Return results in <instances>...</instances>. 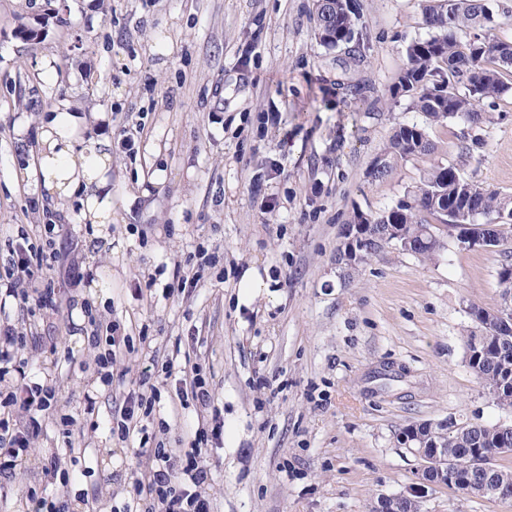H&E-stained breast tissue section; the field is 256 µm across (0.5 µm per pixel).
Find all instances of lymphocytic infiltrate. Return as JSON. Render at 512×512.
Wrapping results in <instances>:
<instances>
[{"label":"lymphocytic infiltrate","mask_w":512,"mask_h":512,"mask_svg":"<svg viewBox=\"0 0 512 512\" xmlns=\"http://www.w3.org/2000/svg\"><path fill=\"white\" fill-rule=\"evenodd\" d=\"M217 263L207 247H198L184 262L174 265L165 285L167 294L191 298L200 269ZM58 275L79 283L88 271L67 225L51 220L37 225L34 233L24 232L10 240L8 255L0 260V296L13 299L17 309L31 316L56 313L63 303L54 283ZM83 312L87 323L80 332L94 351L92 364L101 384L111 388L116 356L122 345L128 344L129 335L119 321L96 315L91 304H84ZM41 347L37 333L0 317V477L29 462L33 444L46 430L47 415L58 398L54 376L63 366L76 363L73 350L50 346L41 362L42 381H31L28 353ZM156 367L152 360L142 368L112 419V433L137 461L123 512H212L205 492L212 473L202 450L222 439L224 425L217 419L202 425L190 435L184 449L145 448L143 421L150 418L158 396L153 381ZM44 473L51 476L52 485L18 492L22 512H97L95 499L71 495L70 475L58 461H51Z\"/></svg>","instance_id":"lymphocytic-infiltrate-1"}]
</instances>
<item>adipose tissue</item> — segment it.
<instances>
[{"mask_svg": "<svg viewBox=\"0 0 512 512\" xmlns=\"http://www.w3.org/2000/svg\"><path fill=\"white\" fill-rule=\"evenodd\" d=\"M87 127V117L74 110L70 101L58 102L53 116L42 125L36 187L40 197L54 206L77 200L82 219L103 226L112 221L105 176L111 143L102 138L91 155L76 152V136Z\"/></svg>", "mask_w": 512, "mask_h": 512, "instance_id": "obj_1", "label": "adipose tissue"}]
</instances>
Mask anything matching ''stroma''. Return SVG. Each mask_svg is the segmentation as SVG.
I'll list each match as a JSON object with an SVG mask.
<instances>
[{"instance_id":"obj_1","label":"stroma","mask_w":512,"mask_h":512,"mask_svg":"<svg viewBox=\"0 0 512 512\" xmlns=\"http://www.w3.org/2000/svg\"><path fill=\"white\" fill-rule=\"evenodd\" d=\"M314 0H0V253L44 223L31 208V149L63 99L92 120L76 147L143 126L136 155L113 151L112 222L93 235L79 203L59 213L91 278L63 284L97 314L149 327L114 369L134 381L151 353L209 367L224 435L205 458L214 512H367L381 494L417 482L416 459L395 439L421 420L512 422L476 382L461 340L469 304L493 309L512 235L492 251L446 237L432 261L387 248L341 276L336 249L353 210L396 205L426 169L453 165L476 185L512 194L510 93L486 100L491 121L428 130L437 149L381 180L370 164L401 124L421 122L392 100L409 42L426 38L421 0H354L355 52L321 46ZM282 115L266 123L268 113ZM216 248L224 276L191 299L165 295L162 269L198 243ZM262 283L241 303V276ZM152 291L136 296L147 278ZM44 344L91 356L67 311L39 319ZM148 443L184 445L209 413L174 399L164 382ZM64 461L76 488L121 512L134 458L108 430ZM61 438L48 427L29 464L0 484L40 487ZM423 512H512V502L430 491Z\"/></svg>"}]
</instances>
